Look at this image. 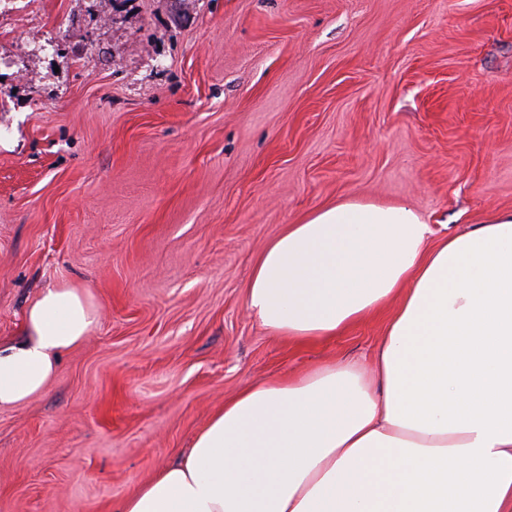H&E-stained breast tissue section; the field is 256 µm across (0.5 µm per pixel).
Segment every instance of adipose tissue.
Here are the masks:
<instances>
[{
    "instance_id": "obj_1",
    "label": "adipose tissue",
    "mask_w": 512,
    "mask_h": 512,
    "mask_svg": "<svg viewBox=\"0 0 512 512\" xmlns=\"http://www.w3.org/2000/svg\"><path fill=\"white\" fill-rule=\"evenodd\" d=\"M246 303L300 343L395 309L370 365L242 389L115 512H512V211L439 237L404 205L321 207L268 244ZM98 317L80 284L34 299L0 345V409L42 393Z\"/></svg>"
}]
</instances>
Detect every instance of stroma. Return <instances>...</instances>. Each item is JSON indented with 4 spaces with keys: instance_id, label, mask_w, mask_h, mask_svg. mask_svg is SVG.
<instances>
[{
    "instance_id": "35a3bbf8",
    "label": "stroma",
    "mask_w": 512,
    "mask_h": 512,
    "mask_svg": "<svg viewBox=\"0 0 512 512\" xmlns=\"http://www.w3.org/2000/svg\"><path fill=\"white\" fill-rule=\"evenodd\" d=\"M347 199L512 211V0H0V342L57 283L100 313L0 409V512H114L244 386L370 361L386 312L299 344L246 306Z\"/></svg>"
}]
</instances>
